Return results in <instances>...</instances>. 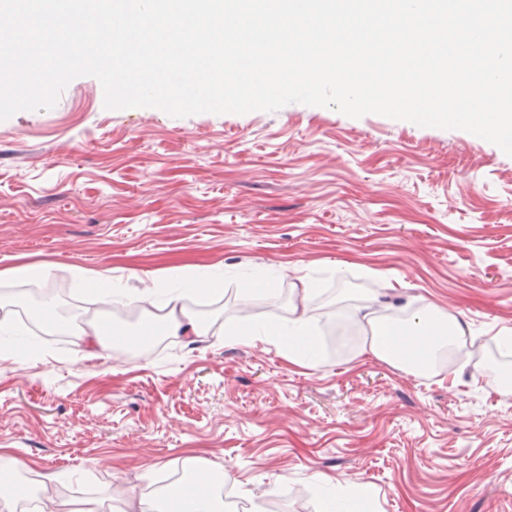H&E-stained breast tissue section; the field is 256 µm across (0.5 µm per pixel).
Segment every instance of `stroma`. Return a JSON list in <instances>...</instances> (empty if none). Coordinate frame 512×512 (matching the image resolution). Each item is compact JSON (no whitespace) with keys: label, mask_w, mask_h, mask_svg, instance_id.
I'll use <instances>...</instances> for the list:
<instances>
[{"label":"stroma","mask_w":512,"mask_h":512,"mask_svg":"<svg viewBox=\"0 0 512 512\" xmlns=\"http://www.w3.org/2000/svg\"><path fill=\"white\" fill-rule=\"evenodd\" d=\"M44 262L74 281L110 269L127 295L174 268L216 280L188 310L192 342L140 362L48 341L0 356V455L59 475L76 504L115 512L201 456L228 512H321L326 479L366 487L359 512H512V156L457 129L291 103L173 117L108 109L72 80L53 108L0 121V271ZM275 278L276 296L240 273ZM336 324L314 366L235 341L285 321L293 289ZM439 311L481 337L468 368L423 373L358 356L383 311Z\"/></svg>","instance_id":"obj_1"}]
</instances>
